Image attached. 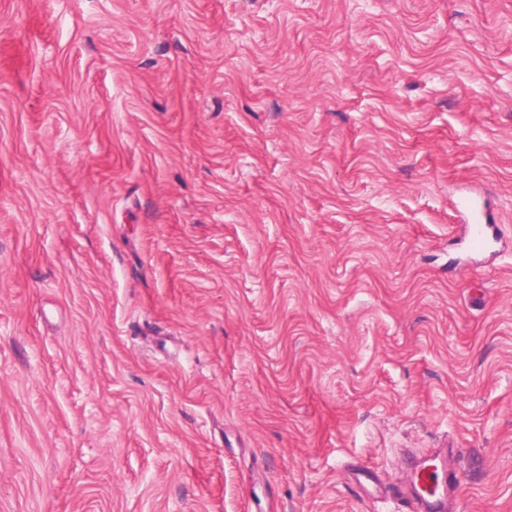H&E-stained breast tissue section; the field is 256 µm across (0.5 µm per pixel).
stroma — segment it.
Listing matches in <instances>:
<instances>
[{"label":"stroma","instance_id":"obj_1","mask_svg":"<svg viewBox=\"0 0 512 512\" xmlns=\"http://www.w3.org/2000/svg\"><path fill=\"white\" fill-rule=\"evenodd\" d=\"M434 448L512 512V0H0V512H398L348 464ZM459 208L469 222L468 235L472 244L484 248L496 241L498 225L492 211L484 203L468 198L460 202Z\"/></svg>","mask_w":512,"mask_h":512}]
</instances>
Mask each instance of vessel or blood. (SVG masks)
<instances>
[{
    "label": "vessel or blood",
    "mask_w": 512,
    "mask_h": 512,
    "mask_svg": "<svg viewBox=\"0 0 512 512\" xmlns=\"http://www.w3.org/2000/svg\"><path fill=\"white\" fill-rule=\"evenodd\" d=\"M459 208L469 222L472 244L484 248L496 241L498 226L484 203L468 198L460 202ZM456 456V450L448 448L417 460L407 472L409 486L405 489L385 486L378 470L369 465L358 466L354 479L367 493H388L400 499L403 512H447L449 501L458 496Z\"/></svg>",
    "instance_id": "obj_1"
}]
</instances>
